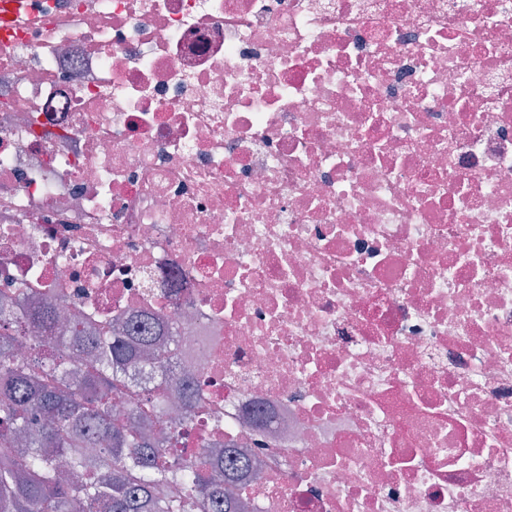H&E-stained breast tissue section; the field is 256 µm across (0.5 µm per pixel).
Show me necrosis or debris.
Wrapping results in <instances>:
<instances>
[{"label":"necrosis or debris","mask_w":512,"mask_h":512,"mask_svg":"<svg viewBox=\"0 0 512 512\" xmlns=\"http://www.w3.org/2000/svg\"><path fill=\"white\" fill-rule=\"evenodd\" d=\"M0 300L172 325L242 512H512V0H33Z\"/></svg>","instance_id":"obj_1"}]
</instances>
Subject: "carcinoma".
<instances>
[{
  "label": "carcinoma",
  "mask_w": 512,
  "mask_h": 512,
  "mask_svg": "<svg viewBox=\"0 0 512 512\" xmlns=\"http://www.w3.org/2000/svg\"><path fill=\"white\" fill-rule=\"evenodd\" d=\"M158 330L141 319L68 331L49 306H0V356L24 340L36 355L0 363V512H234L225 485L243 477L245 459L227 448L172 458L181 435L161 442L134 407L112 418L138 375L154 382L159 410L169 386L190 389L192 377L171 370L173 353L156 347ZM68 471L84 482H65Z\"/></svg>",
  "instance_id": "cac0c4a2"
}]
</instances>
